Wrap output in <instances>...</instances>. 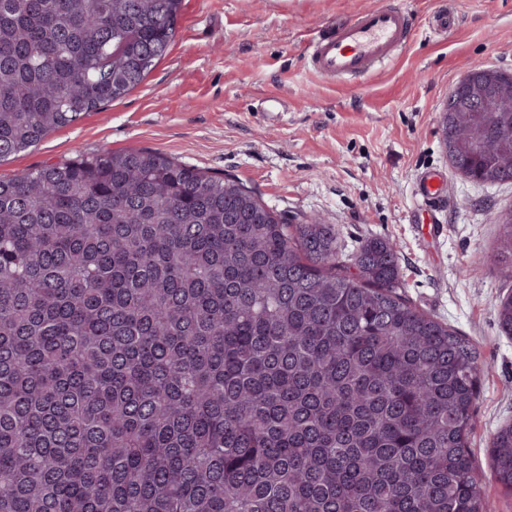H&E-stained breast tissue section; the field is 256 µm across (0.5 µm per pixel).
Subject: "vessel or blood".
Listing matches in <instances>:
<instances>
[{"mask_svg": "<svg viewBox=\"0 0 512 512\" xmlns=\"http://www.w3.org/2000/svg\"><path fill=\"white\" fill-rule=\"evenodd\" d=\"M415 33L409 14L385 2L334 31L311 36L305 50L323 78L361 79L394 61ZM416 195L428 212L439 213L446 203L440 175L423 172Z\"/></svg>", "mask_w": 512, "mask_h": 512, "instance_id": "vessel-or-blood-1", "label": "vessel or blood"}]
</instances>
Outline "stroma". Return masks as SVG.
I'll return each instance as SVG.
<instances>
[{"mask_svg":"<svg viewBox=\"0 0 512 512\" xmlns=\"http://www.w3.org/2000/svg\"><path fill=\"white\" fill-rule=\"evenodd\" d=\"M380 2L182 0L167 55L138 87L0 161V180L80 153L149 149L239 179L287 223L316 216L335 225L344 255L371 238L396 244L402 295L474 342L488 366L469 447L483 495L495 512H512V493L490 467L491 438L512 423V338L496 316L512 293L496 262L497 218L512 209V183L454 171L438 131L469 70L512 72V0H397L418 32L394 62L361 81L315 73L309 35ZM443 6L456 24L438 36L427 22ZM269 95L286 103L280 119L263 111ZM431 169L448 175L439 238L413 212L415 182Z\"/></svg>","mask_w":512,"mask_h":512,"instance_id":"obj_1","label":"stroma"}]
</instances>
